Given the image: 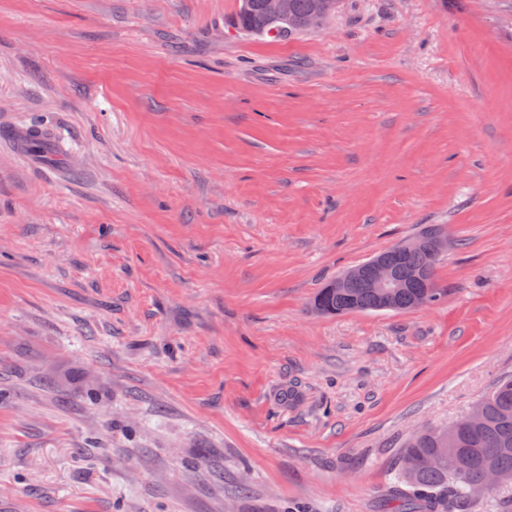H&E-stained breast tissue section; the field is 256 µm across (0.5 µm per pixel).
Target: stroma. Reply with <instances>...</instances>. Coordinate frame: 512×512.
I'll use <instances>...</instances> for the list:
<instances>
[{
    "label": "stroma",
    "instance_id": "stroma-1",
    "mask_svg": "<svg viewBox=\"0 0 512 512\" xmlns=\"http://www.w3.org/2000/svg\"><path fill=\"white\" fill-rule=\"evenodd\" d=\"M0 0V512H392L512 376V0ZM443 224L440 302L322 316ZM296 394L286 401V390ZM264 0H240L237 14V25L242 30L258 37H270L273 40L288 39L295 34L312 30L309 27H317V20L306 19L312 14H320L322 19L334 12L336 9V0H265L266 10L273 20L284 21L287 23H278L271 21L265 14L263 8ZM326 1H334L328 6ZM276 32L270 35V31ZM44 131L39 127L30 126L28 128H14L7 131H0L1 137L7 139L12 147L21 155L29 159H38L40 153L35 151L32 147V143L35 141L50 143L49 134L46 131V136H41ZM36 136H41L35 138Z\"/></svg>",
    "mask_w": 512,
    "mask_h": 512
}]
</instances>
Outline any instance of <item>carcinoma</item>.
<instances>
[{
	"instance_id": "obj_1",
	"label": "carcinoma",
	"mask_w": 512,
	"mask_h": 512,
	"mask_svg": "<svg viewBox=\"0 0 512 512\" xmlns=\"http://www.w3.org/2000/svg\"><path fill=\"white\" fill-rule=\"evenodd\" d=\"M287 7L288 22L278 23L266 16L263 0H240L237 25L258 37L284 40L309 30L308 16L324 18L335 11V5L326 0H287ZM419 235L428 240V249L400 255V287L392 290L388 306H382L378 295L359 281L342 288L332 280L315 296L313 309L329 315L402 312L443 299L447 290L436 286L435 276L446 252L440 247L446 227L425 224ZM478 404L483 421L476 429L450 433L445 427H426L407 439L395 483V497L403 506L426 512H468L487 468L494 467L512 478V380L498 382Z\"/></svg>"
}]
</instances>
